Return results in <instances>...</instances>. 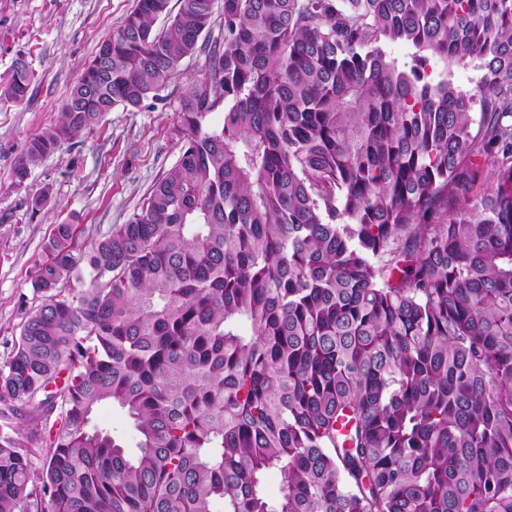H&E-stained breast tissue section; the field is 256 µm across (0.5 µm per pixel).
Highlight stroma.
I'll list each match as a JSON object with an SVG mask.
<instances>
[{"label":"stroma","mask_w":512,"mask_h":512,"mask_svg":"<svg viewBox=\"0 0 512 512\" xmlns=\"http://www.w3.org/2000/svg\"><path fill=\"white\" fill-rule=\"evenodd\" d=\"M135 0H0V77L16 60L34 73L28 98L0 101V358L19 333L22 309L38 304L30 274L55 225L75 224L85 245L139 209L178 159L170 136L178 99L205 70L185 58L164 99L115 106L46 156L16 184L14 169L32 137L53 125L70 88Z\"/></svg>","instance_id":"obj_1"}]
</instances>
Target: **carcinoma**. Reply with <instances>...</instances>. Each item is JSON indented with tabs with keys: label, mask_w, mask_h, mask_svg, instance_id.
<instances>
[{
	"label": "carcinoma",
	"mask_w": 512,
	"mask_h": 512,
	"mask_svg": "<svg viewBox=\"0 0 512 512\" xmlns=\"http://www.w3.org/2000/svg\"><path fill=\"white\" fill-rule=\"evenodd\" d=\"M169 2L137 0L14 171L205 55L141 208L44 244L0 361V512H512V0ZM478 62L473 61L465 66L455 67L452 71L453 82L462 90L474 93L477 89L482 71L477 67ZM93 423L100 427L112 429L114 434L119 436L130 449H134L139 440L138 432L133 423L119 409L112 408V405L105 404L101 406L93 416Z\"/></svg>",
	"instance_id": "obj_1"
}]
</instances>
